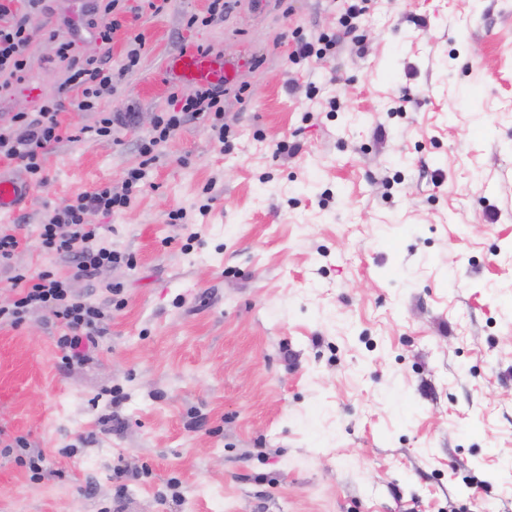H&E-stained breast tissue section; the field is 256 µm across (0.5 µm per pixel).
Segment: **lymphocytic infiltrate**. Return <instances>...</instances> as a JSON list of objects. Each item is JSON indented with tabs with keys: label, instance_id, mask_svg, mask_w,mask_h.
<instances>
[{
	"label": "lymphocytic infiltrate",
	"instance_id": "1",
	"mask_svg": "<svg viewBox=\"0 0 512 512\" xmlns=\"http://www.w3.org/2000/svg\"><path fill=\"white\" fill-rule=\"evenodd\" d=\"M42 0H0V93L24 84L30 45L29 15L39 9ZM69 41L56 42V57L68 63V75L60 86L61 96L76 92V107L92 110L103 91L112 84V76L96 60L76 58ZM60 98L41 104L38 111L16 113L9 124H0V155L20 161L31 175L41 171L40 157L53 142L59 140L58 114L63 107ZM221 93L210 86H201L188 95L182 112L159 118L155 134L142 148L144 156H152L155 147L166 141L183 119L203 112H213L212 129L219 142H227L228 129L222 122ZM142 178L141 170L128 173L121 189L106 186L93 193L78 196L65 210L52 213L39 230L43 251L68 258L71 279H63L45 270L31 275L17 271L11 278L13 295L0 305V321L17 326L30 309L50 310L61 323L64 333L57 343L64 349L63 364L84 360L96 344L99 325L106 315L103 306L85 301L74 294L72 280L94 278L105 267L129 263V256L99 244L98 227L86 223L89 210L111 213L129 205L131 196Z\"/></svg>",
	"mask_w": 512,
	"mask_h": 512
}]
</instances>
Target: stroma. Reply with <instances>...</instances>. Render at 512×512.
Listing matches in <instances>:
<instances>
[{
	"mask_svg": "<svg viewBox=\"0 0 512 512\" xmlns=\"http://www.w3.org/2000/svg\"><path fill=\"white\" fill-rule=\"evenodd\" d=\"M86 2L44 0L0 99L4 124L56 97L53 34L112 73L97 110L65 102L41 180L0 157L28 188L0 294L15 267L68 274L40 224L141 167L129 206L86 216L135 262L74 282L108 309L84 361L61 366L47 310L0 324V512H512V0H374L357 39L339 0H120L108 46ZM197 49L235 66L234 148L205 114L143 165L190 91L165 65Z\"/></svg>",
	"mask_w": 512,
	"mask_h": 512,
	"instance_id": "obj_1",
	"label": "stroma"
}]
</instances>
